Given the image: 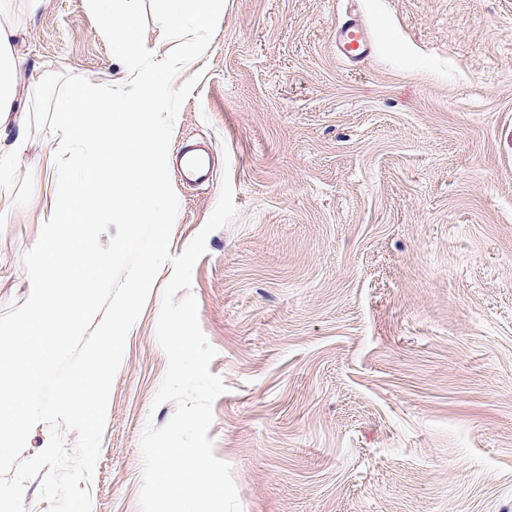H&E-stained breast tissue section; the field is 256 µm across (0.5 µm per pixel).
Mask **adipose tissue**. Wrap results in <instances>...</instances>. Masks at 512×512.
<instances>
[{
	"label": "adipose tissue",
	"mask_w": 512,
	"mask_h": 512,
	"mask_svg": "<svg viewBox=\"0 0 512 512\" xmlns=\"http://www.w3.org/2000/svg\"><path fill=\"white\" fill-rule=\"evenodd\" d=\"M11 38V30L0 26V146L8 148L5 157L0 158V179L4 181L30 163L22 136L26 112L23 88L28 82L26 61L15 52Z\"/></svg>",
	"instance_id": "1"
}]
</instances>
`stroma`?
<instances>
[{
  "instance_id": "obj_1",
  "label": "stroma",
  "mask_w": 512,
  "mask_h": 512,
  "mask_svg": "<svg viewBox=\"0 0 512 512\" xmlns=\"http://www.w3.org/2000/svg\"><path fill=\"white\" fill-rule=\"evenodd\" d=\"M373 53L340 61L344 0H225L171 144L210 140L235 218L191 292L226 390L208 432L242 512H512V0H356ZM49 74L125 85L87 0H0ZM40 162L0 188V314L57 184ZM171 255L221 186L174 182ZM164 264L130 329L90 484L92 512H140V439L167 369Z\"/></svg>"
}]
</instances>
